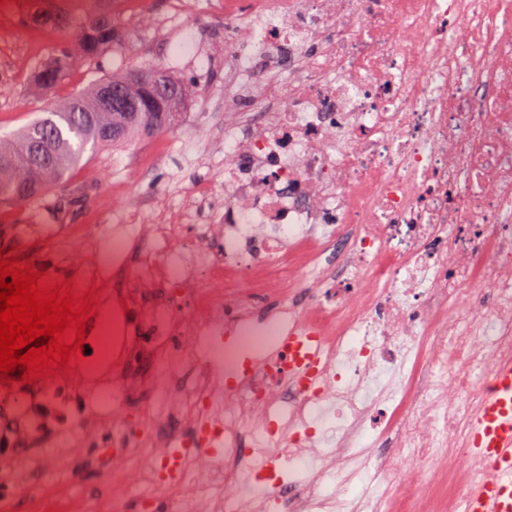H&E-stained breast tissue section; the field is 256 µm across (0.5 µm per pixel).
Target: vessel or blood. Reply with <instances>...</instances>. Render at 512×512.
Listing matches in <instances>:
<instances>
[{
	"mask_svg": "<svg viewBox=\"0 0 512 512\" xmlns=\"http://www.w3.org/2000/svg\"><path fill=\"white\" fill-rule=\"evenodd\" d=\"M481 400L468 426L470 451L485 460L494 479L468 487L465 512H512V360L494 365Z\"/></svg>",
	"mask_w": 512,
	"mask_h": 512,
	"instance_id": "b4317fda",
	"label": "vessel or blood"
}]
</instances>
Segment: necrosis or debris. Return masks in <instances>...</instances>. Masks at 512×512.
<instances>
[{
  "mask_svg": "<svg viewBox=\"0 0 512 512\" xmlns=\"http://www.w3.org/2000/svg\"><path fill=\"white\" fill-rule=\"evenodd\" d=\"M224 21V109L254 117L224 129L223 213L190 236L117 225L100 260L138 252L121 305L169 288L193 328L160 321L162 383L113 371L136 339L103 328L72 368L84 407L46 381V418L76 442L153 392L141 425L174 428L133 431L138 463L116 451L130 494L165 485L169 449L217 451L182 462L171 512H435L443 481L462 512V488L489 475L467 451L473 376L512 359V0H224ZM146 234L161 248L139 251ZM262 295L276 338H315L314 387L288 378L275 342L225 384L236 353L211 342L249 335ZM270 458L302 474L277 495Z\"/></svg>",
  "mask_w": 512,
  "mask_h": 512,
  "instance_id": "4bbe7bcc",
  "label": "necrosis or debris"
}]
</instances>
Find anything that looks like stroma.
I'll use <instances>...</instances> for the list:
<instances>
[{
  "label": "stroma",
  "mask_w": 512,
  "mask_h": 512,
  "mask_svg": "<svg viewBox=\"0 0 512 512\" xmlns=\"http://www.w3.org/2000/svg\"><path fill=\"white\" fill-rule=\"evenodd\" d=\"M32 0H18L15 8L0 11V135L9 134L35 116L102 76L145 62L159 64L189 90L186 115L176 128L160 133L169 150L158 156L151 139L87 152L85 165L75 169L66 183L50 189L48 205H1L0 248L18 249L21 259L38 261L50 280L71 279L76 289L86 288L84 271L106 248L112 230L113 210L137 209L142 223L165 216L170 224H202L206 216L192 206L189 189L202 182L213 188L211 204H224V125L235 122L217 103L224 95V51L230 33L217 0H186L174 10L173 0H144L141 10L125 19L122 47L104 54L96 63L72 70L52 91L32 85L34 66L48 60L63 34L53 31L38 41L36 29L25 15ZM191 40L195 52L180 57L176 51ZM62 224H96L93 239L59 238ZM170 293L164 288L145 289L140 302L124 307L122 316L132 326L138 344L116 359L115 366L134 374H154V325L145 320L147 310L167 308ZM111 433L73 452L63 448L53 470L77 474L85 495L99 494L102 469L98 451L107 447ZM55 434L26 437L29 465L16 471L15 447L0 449V512H36L30 494L51 479L41 463L43 448Z\"/></svg>",
  "instance_id": "obj_1"
}]
</instances>
